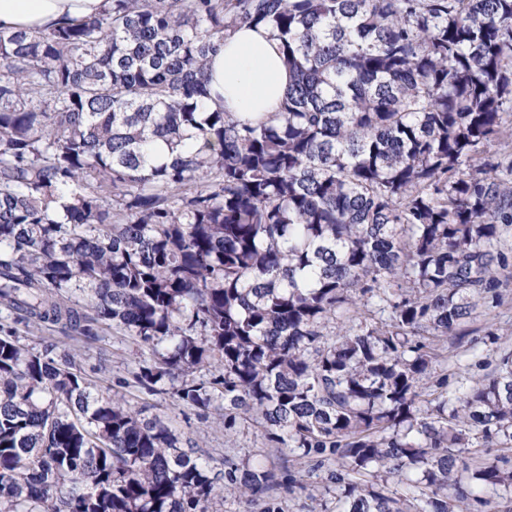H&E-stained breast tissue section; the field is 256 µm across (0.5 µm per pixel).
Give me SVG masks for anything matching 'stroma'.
Masks as SVG:
<instances>
[{"label":"stroma","mask_w":512,"mask_h":512,"mask_svg":"<svg viewBox=\"0 0 512 512\" xmlns=\"http://www.w3.org/2000/svg\"><path fill=\"white\" fill-rule=\"evenodd\" d=\"M14 329L22 344L43 350L52 343L54 354L74 351L77 367L90 380L92 393L125 394L133 408L144 416H158L169 422L180 440V446L193 456L209 462L218 474L228 472L230 465H262L275 476L274 486L261 495L252 507H245L233 490H225L215 500L210 512H333L336 500L329 487V471L316 465L315 458L288 461L270 448L262 427L253 422H224V401L216 399L207 415L184 407L175 394L174 386L165 393L152 395L137 387L134 374L138 370L137 347L128 337L105 333L101 336L72 343L58 328L28 327L18 322L16 314L0 309V327ZM304 471L306 491L287 489L289 471Z\"/></svg>","instance_id":"obj_1"}]
</instances>
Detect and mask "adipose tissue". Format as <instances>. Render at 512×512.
I'll return each instance as SVG.
<instances>
[{
	"label": "adipose tissue",
	"instance_id": "ef3b65f1",
	"mask_svg": "<svg viewBox=\"0 0 512 512\" xmlns=\"http://www.w3.org/2000/svg\"><path fill=\"white\" fill-rule=\"evenodd\" d=\"M105 0H0V28L44 31L64 21L101 12ZM209 108L229 112H275L289 83L278 42L264 29L242 27L207 63Z\"/></svg>",
	"mask_w": 512,
	"mask_h": 512
}]
</instances>
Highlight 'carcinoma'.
Instances as JSON below:
<instances>
[{
	"mask_svg": "<svg viewBox=\"0 0 512 512\" xmlns=\"http://www.w3.org/2000/svg\"><path fill=\"white\" fill-rule=\"evenodd\" d=\"M242 26L279 40L277 112L203 107ZM511 233L512 0H107L0 30V306L148 349L140 388L221 394L329 468L336 512H512V350L475 378L445 346L477 356ZM89 388L0 330V512H209L169 424Z\"/></svg>",
	"mask_w": 512,
	"mask_h": 512,
	"instance_id": "carcinoma-1",
	"label": "carcinoma"
}]
</instances>
